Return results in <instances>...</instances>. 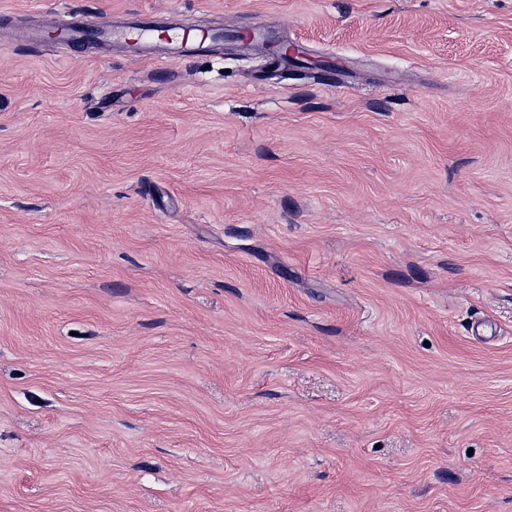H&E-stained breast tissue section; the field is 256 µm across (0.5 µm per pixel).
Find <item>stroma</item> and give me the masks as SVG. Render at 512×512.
Returning a JSON list of instances; mask_svg holds the SVG:
<instances>
[{
	"instance_id": "obj_1",
	"label": "stroma",
	"mask_w": 512,
	"mask_h": 512,
	"mask_svg": "<svg viewBox=\"0 0 512 512\" xmlns=\"http://www.w3.org/2000/svg\"><path fill=\"white\" fill-rule=\"evenodd\" d=\"M0 512H512V0H0ZM239 34L249 35L252 40L263 39L267 36L266 32L260 28L249 30L224 31L222 29H212L210 32L194 34L184 30L177 37L170 36L166 33H159L157 39L162 42H176L173 46H160V51L165 54L158 56V60L170 59H188L203 56L206 52L211 51V47L216 40L224 38L227 41H235Z\"/></svg>"
}]
</instances>
